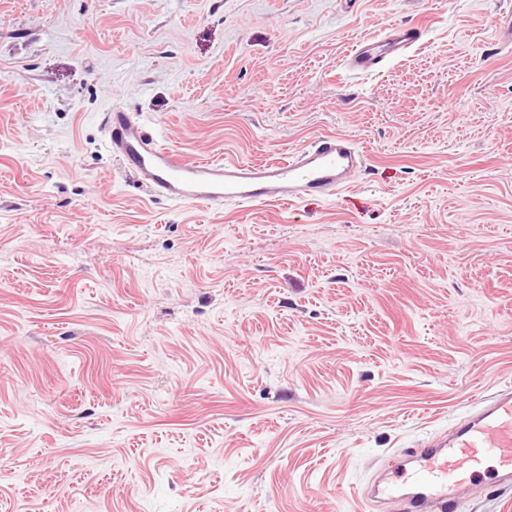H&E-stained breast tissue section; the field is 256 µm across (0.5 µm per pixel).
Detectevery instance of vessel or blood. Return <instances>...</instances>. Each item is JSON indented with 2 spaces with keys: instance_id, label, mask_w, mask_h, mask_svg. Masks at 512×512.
<instances>
[{
  "instance_id": "vessel-or-blood-1",
  "label": "vessel or blood",
  "mask_w": 512,
  "mask_h": 512,
  "mask_svg": "<svg viewBox=\"0 0 512 512\" xmlns=\"http://www.w3.org/2000/svg\"><path fill=\"white\" fill-rule=\"evenodd\" d=\"M424 33L417 24L388 27L362 39L346 67L362 77L404 57ZM109 151L136 181L175 204L217 211L225 204L259 207L273 201L295 202L310 195L332 196L347 188L365 163L354 139L318 137L306 148L276 162L235 159L192 161L161 144L156 135L124 107L101 114ZM410 462L404 485L371 490L374 498H393L401 512H454L458 494L472 485L487 461H495L503 487H512V387L489 397L470 419L448 435L402 451Z\"/></svg>"
}]
</instances>
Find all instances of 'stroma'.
I'll use <instances>...</instances> for the list:
<instances>
[{
    "mask_svg": "<svg viewBox=\"0 0 512 512\" xmlns=\"http://www.w3.org/2000/svg\"><path fill=\"white\" fill-rule=\"evenodd\" d=\"M512 0H0V512H398L401 450L512 386ZM419 23L357 78L364 37ZM193 160L366 156L325 199L155 197ZM456 512H505L487 463ZM419 24L390 26L383 35L362 39L349 53L346 68L358 77L380 71L386 64L404 57L423 36Z\"/></svg>",
    "mask_w": 512,
    "mask_h": 512,
    "instance_id": "obj_1",
    "label": "stroma"
}]
</instances>
